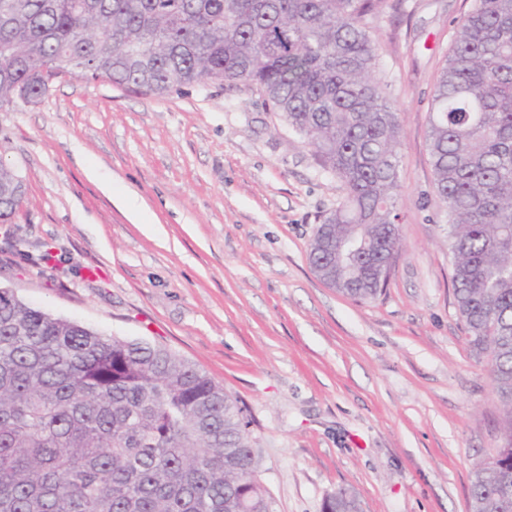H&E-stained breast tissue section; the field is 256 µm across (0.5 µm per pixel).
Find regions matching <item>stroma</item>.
<instances>
[{"label":"stroma","instance_id":"stroma-1","mask_svg":"<svg viewBox=\"0 0 512 512\" xmlns=\"http://www.w3.org/2000/svg\"><path fill=\"white\" fill-rule=\"evenodd\" d=\"M471 2L386 0L366 19L401 124L402 245L376 299L316 276L309 244L343 188L257 92L71 76L0 110V164L26 188L0 224V287L223 386L247 409L271 512H321L341 488L364 512H468L503 406L456 311L427 131Z\"/></svg>","mask_w":512,"mask_h":512}]
</instances>
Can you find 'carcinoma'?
<instances>
[{
  "label": "carcinoma",
  "instance_id": "cac0c4a2",
  "mask_svg": "<svg viewBox=\"0 0 512 512\" xmlns=\"http://www.w3.org/2000/svg\"><path fill=\"white\" fill-rule=\"evenodd\" d=\"M385 0H0V110L63 75L162 96L242 83L311 145L345 195L309 260L375 299L401 245L400 120L365 19ZM429 151L456 308L490 357L501 444L469 512H512V0H472L435 85ZM0 165V223L21 206ZM238 401L156 344L108 335L0 288V512H270ZM322 512H362L341 490Z\"/></svg>",
  "mask_w": 512,
  "mask_h": 512
}]
</instances>
